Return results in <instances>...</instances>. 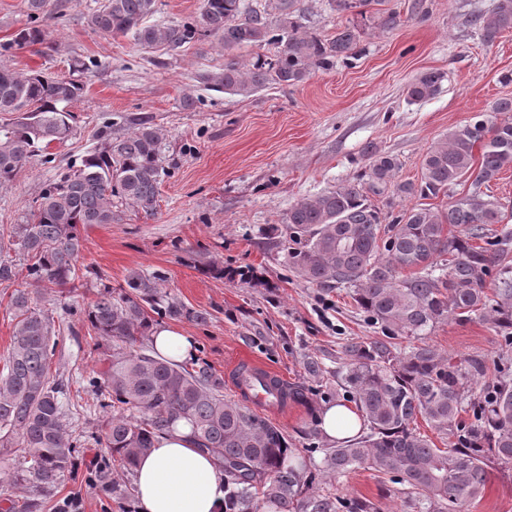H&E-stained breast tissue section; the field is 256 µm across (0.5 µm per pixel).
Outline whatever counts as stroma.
I'll list each match as a JSON object with an SVG mask.
<instances>
[{"instance_id":"stroma-1","label":"stroma","mask_w":512,"mask_h":512,"mask_svg":"<svg viewBox=\"0 0 512 512\" xmlns=\"http://www.w3.org/2000/svg\"><path fill=\"white\" fill-rule=\"evenodd\" d=\"M62 17L42 23L43 43L12 45L26 21L23 0H0V66L19 73L79 75L84 89L69 109L76 133L51 144L46 157L24 166L0 185V225L20 223L44 183L99 142L103 121L116 133L131 132L130 118L150 115L162 135L165 174L155 214L125 207L112 224L81 227L74 288L46 295L43 306L66 323L52 359L68 396L83 405L85 384L111 359L112 347L97 342L84 310L101 285L124 286L131 273L155 278L160 295L177 299L178 318L157 317L190 336L192 367L224 377L235 361L248 358L273 369L289 385L309 389L316 403L335 396L333 373L345 343L365 341L367 324L348 289L324 290L293 273L278 247L277 230L299 199L360 181L368 155L377 151L401 164L396 182L416 180L427 149L456 126L490 114L493 103L512 96V31L484 43L473 23L492 0H387L396 24L368 22L354 58L336 60L294 86L275 83L247 96L211 90L202 75L223 69L226 54L210 35L176 52H147L132 36L93 31L89 16L104 0H59ZM302 26L325 38L347 24L348 14L328 0H301ZM439 70L446 78L434 98L411 103L405 87L419 74ZM191 107H183L184 98ZM256 271L259 283L225 278L226 270ZM206 313V322L192 314ZM441 355L480 356L491 385L500 368L512 369V345L485 322L449 318L423 336ZM324 370L310 376L303 361ZM265 417L283 430L299 452L322 460L325 437L310 436L308 405L289 402L287 412ZM315 492L365 497L380 512H411L405 488L359 468L340 477L319 475ZM120 512L99 494L84 466L59 483L42 512ZM466 512H512V472L495 470L483 497Z\"/></svg>"}]
</instances>
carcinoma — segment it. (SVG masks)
<instances>
[{
	"instance_id": "cac0c4a2",
	"label": "carcinoma",
	"mask_w": 512,
	"mask_h": 512,
	"mask_svg": "<svg viewBox=\"0 0 512 512\" xmlns=\"http://www.w3.org/2000/svg\"><path fill=\"white\" fill-rule=\"evenodd\" d=\"M299 2L269 0L260 10L246 0H203L190 21L151 25L156 0H105L89 24L104 34H130L143 48L164 54L211 34L221 37L226 52L275 46L270 57L247 66L230 57L222 72L203 76L217 91L249 95L270 83L296 85L335 58L355 56L356 28H340L331 39L304 31ZM385 2L333 0L337 11L362 16L365 7ZM24 6L27 21L12 43L40 44L51 0H24ZM474 22L485 42L494 41L512 30V0H494ZM444 80L439 70L422 73L408 86L407 99L433 98ZM82 90L75 79L0 67L1 185L52 143L74 135L68 106ZM492 112L494 119L481 117L448 131L423 155L420 178L398 186L423 202L396 213L373 202L399 168L395 157L375 151L367 181L297 200L279 241L298 277L320 288L351 289L368 323L381 330L369 341L342 347L334 375L367 432L326 449L323 470L343 475L364 468L386 476L407 486L419 512H464L482 498L489 463L512 470V372L504 371L491 389L469 401L468 384L487 373L482 358L456 361L424 342H398L418 340L450 317L489 321L512 342V229L503 223L505 205L483 192L512 168V98L497 100ZM132 125V132L117 136L112 124L103 126L100 143L42 188L23 223L0 227V284L24 277L61 292L77 278L79 227L119 222L124 206L154 213L164 174L162 137L147 118ZM463 179L468 191L448 207L428 203ZM12 251L20 258L13 259ZM10 309L15 326L0 371V448L19 452L11 483L29 492L24 512H38L40 498L74 469L76 444L64 384L51 378L54 318L22 290L11 295ZM151 312L177 318L183 306L162 300L155 282L139 273L117 291L103 285L86 309L97 337L112 343V359L91 391L106 413L105 452L93 460L91 479L122 512H133L134 487L112 478L113 471L132 472L154 438L179 420L190 424L196 447L224 473V512H259L262 505L270 512H379L367 498L310 491L314 463L296 453L280 428L225 401L224 381L207 369L151 354L143 346L153 326ZM270 393L278 401L307 400L299 386L284 390L275 382ZM130 410L142 418L125 416ZM419 416L448 447H437L412 427Z\"/></svg>"
}]
</instances>
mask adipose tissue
Returning <instances> with one entry per match:
<instances>
[{"label": "adipose tissue", "instance_id": "1", "mask_svg": "<svg viewBox=\"0 0 512 512\" xmlns=\"http://www.w3.org/2000/svg\"><path fill=\"white\" fill-rule=\"evenodd\" d=\"M134 474L139 512H223L224 475L195 447L186 422L157 436Z\"/></svg>", "mask_w": 512, "mask_h": 512}]
</instances>
